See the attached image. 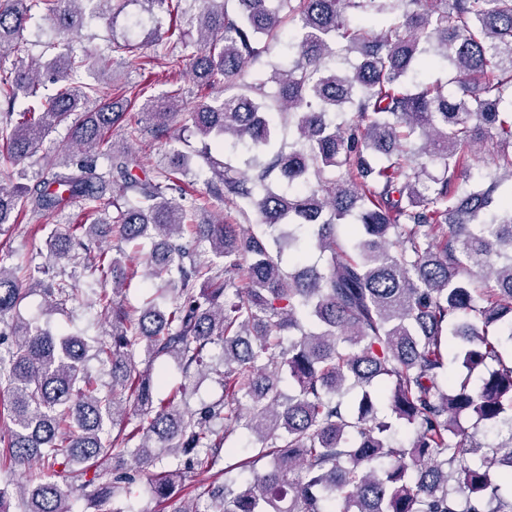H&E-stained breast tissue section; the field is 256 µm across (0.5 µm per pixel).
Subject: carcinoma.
Listing matches in <instances>:
<instances>
[{
    "mask_svg": "<svg viewBox=\"0 0 512 512\" xmlns=\"http://www.w3.org/2000/svg\"><path fill=\"white\" fill-rule=\"evenodd\" d=\"M136 2L153 16L179 12L183 0ZM227 2L204 0L196 17L200 85L241 75L288 25L293 40L250 94L205 97L191 112L209 193L233 209L224 216L183 197L188 153L139 176L133 168L146 165L109 142L114 127L141 132L112 100V52H132L128 38L98 53V83L75 82L92 52L73 32L88 15L113 13L114 0H0V48L18 54L0 76V140L16 163L61 125L70 140L67 155L36 161L34 186L0 185V233L80 201L89 240L150 244L140 271H127L122 249L92 258L96 301L112 311L111 340L96 350L112 368L104 394L82 337L16 316L36 288L48 309L75 289L31 274L25 287L0 254V340H14L0 359L9 396L0 444L21 467L19 498L0 487V512H72L69 495L88 488L113 498L134 481L128 458L167 512H512V362L503 355L512 344V0H235L232 11ZM35 6L45 35L37 59L26 55ZM351 53L361 61L336 67ZM437 60L454 75L452 95L427 77L410 85ZM47 80L56 85L48 96ZM269 84L279 88L274 107ZM20 97L28 104L17 111ZM173 107L148 113L153 131L169 128ZM340 112L354 118L338 123ZM280 121L296 129L288 145L275 136ZM478 134L499 147V172L467 190L459 177ZM226 144L246 147L243 166L224 161ZM305 226L309 247L327 255L321 270L305 265L296 234ZM187 227L222 264L183 242ZM80 248L77 235L54 233L43 273ZM291 249L293 272L283 267ZM139 273L173 298L150 299L132 318L117 296ZM213 345L223 393L195 410L176 393L158 397L163 378L135 361L170 359L187 372L206 366ZM451 362L478 382H455ZM463 418L511 433L484 446ZM403 427L413 430L407 445L396 439ZM237 431L255 441L242 459L225 447ZM221 460L222 484L172 499L188 474Z\"/></svg>",
    "mask_w": 512,
    "mask_h": 512,
    "instance_id": "carcinoma-1",
    "label": "carcinoma"
}]
</instances>
